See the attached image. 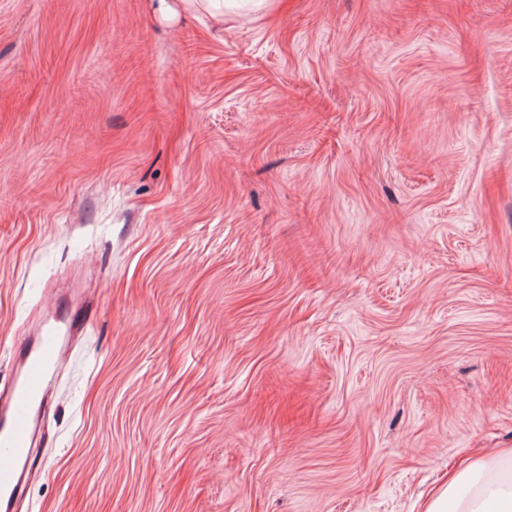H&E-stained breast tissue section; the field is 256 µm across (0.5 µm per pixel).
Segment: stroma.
Masks as SVG:
<instances>
[{
  "label": "stroma",
  "mask_w": 512,
  "mask_h": 512,
  "mask_svg": "<svg viewBox=\"0 0 512 512\" xmlns=\"http://www.w3.org/2000/svg\"><path fill=\"white\" fill-rule=\"evenodd\" d=\"M174 8L0 0L18 512H420L512 448V0ZM77 327L58 314L46 315L26 336L9 384L0 392V510L15 512L30 471L28 461L40 432V410L49 382L68 354Z\"/></svg>",
  "instance_id": "35a3bbf8"
}]
</instances>
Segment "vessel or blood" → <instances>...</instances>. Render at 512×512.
<instances>
[{"label":"vessel or blood","mask_w":512,"mask_h":512,"mask_svg":"<svg viewBox=\"0 0 512 512\" xmlns=\"http://www.w3.org/2000/svg\"><path fill=\"white\" fill-rule=\"evenodd\" d=\"M77 327L58 314L43 318L16 356L9 384L0 389V512H16L40 432V410L49 382L67 355Z\"/></svg>","instance_id":"vessel-or-blood-1"}]
</instances>
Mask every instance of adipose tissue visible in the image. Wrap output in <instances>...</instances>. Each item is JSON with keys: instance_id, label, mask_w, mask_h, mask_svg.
Returning a JSON list of instances; mask_svg holds the SVG:
<instances>
[{"instance_id": "obj_1", "label": "adipose tissue", "mask_w": 512, "mask_h": 512, "mask_svg": "<svg viewBox=\"0 0 512 512\" xmlns=\"http://www.w3.org/2000/svg\"><path fill=\"white\" fill-rule=\"evenodd\" d=\"M497 461V456H487L450 472L446 482L429 491L422 512H512V469L487 480L468 499L455 497L461 483L494 466Z\"/></svg>"}]
</instances>
